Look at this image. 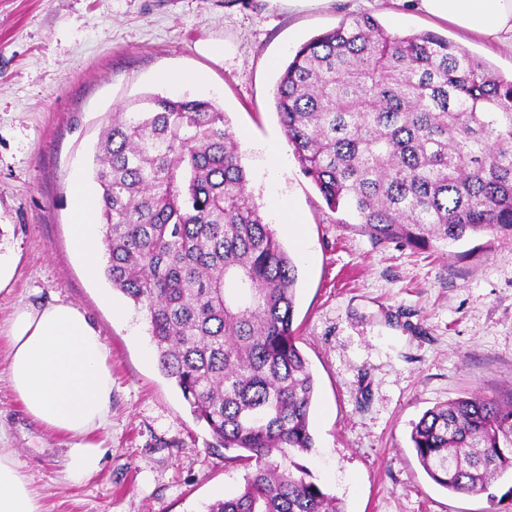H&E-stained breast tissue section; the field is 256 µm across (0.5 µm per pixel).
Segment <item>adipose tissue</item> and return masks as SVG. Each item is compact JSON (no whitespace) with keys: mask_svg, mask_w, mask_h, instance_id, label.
<instances>
[{"mask_svg":"<svg viewBox=\"0 0 512 512\" xmlns=\"http://www.w3.org/2000/svg\"><path fill=\"white\" fill-rule=\"evenodd\" d=\"M420 12L458 27L492 48L512 49V0H408ZM94 199L82 182L73 188L71 244L88 266L97 258ZM0 335L8 345L6 376L27 415L47 431L74 439L64 480L80 482L101 468L103 451L89 441L110 424V349L86 313L55 301L16 305ZM0 512H45L42 496L16 449L0 448Z\"/></svg>","mask_w":512,"mask_h":512,"instance_id":"adipose-tissue-1","label":"adipose tissue"}]
</instances>
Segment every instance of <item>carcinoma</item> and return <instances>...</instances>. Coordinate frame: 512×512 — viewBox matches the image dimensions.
Wrapping results in <instances>:
<instances>
[{
	"label": "carcinoma",
	"instance_id": "obj_1",
	"mask_svg": "<svg viewBox=\"0 0 512 512\" xmlns=\"http://www.w3.org/2000/svg\"><path fill=\"white\" fill-rule=\"evenodd\" d=\"M279 123L327 206L377 243L445 249L512 236V79L432 32L351 15L304 43L274 90ZM112 288L147 312L161 373L248 472L206 512H345L297 458L315 380L296 345L297 266L248 191L223 109L144 95L96 156ZM429 477L478 495L512 475V401L424 412Z\"/></svg>",
	"mask_w": 512,
	"mask_h": 512
}]
</instances>
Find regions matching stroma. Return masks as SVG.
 <instances>
[{"mask_svg":"<svg viewBox=\"0 0 512 512\" xmlns=\"http://www.w3.org/2000/svg\"><path fill=\"white\" fill-rule=\"evenodd\" d=\"M370 14L388 31H431L512 76V52L465 41L404 0H325L291 11L275 0H0V256L13 261L0 322L17 303L83 309L111 351L112 424L94 434L104 456L79 484L63 478L71 439L26 414L6 379L0 343V432L17 449L46 512H203L245 470L214 449L206 426L160 372L144 312L104 275L87 277L71 245L72 185L92 192L93 159L114 112L158 94L215 102L229 121L248 190L298 267L294 326L316 394L315 439L303 459L346 512H512L498 480L488 494L447 491L422 468L414 423L469 394L512 400V238L484 232L420 250L374 242L329 210L306 178L274 108L296 49ZM190 76L180 88L155 75ZM274 142L284 166L263 171ZM286 198L299 222L281 224Z\"/></svg>","mask_w":512,"mask_h":512,"instance_id":"1","label":"stroma"}]
</instances>
